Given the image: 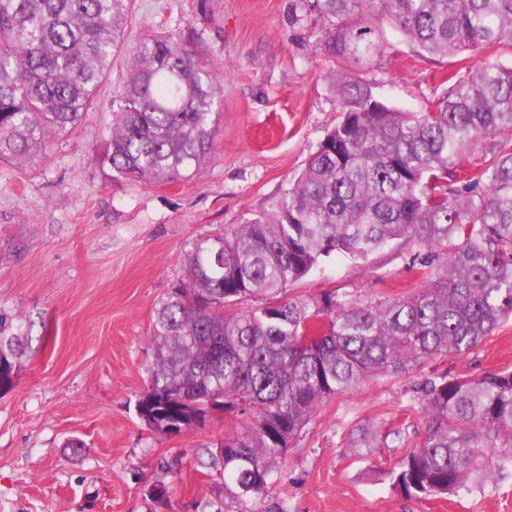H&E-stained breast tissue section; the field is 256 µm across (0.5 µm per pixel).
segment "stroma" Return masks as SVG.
I'll use <instances>...</instances> for the list:
<instances>
[{
    "label": "stroma",
    "instance_id": "1",
    "mask_svg": "<svg viewBox=\"0 0 512 512\" xmlns=\"http://www.w3.org/2000/svg\"><path fill=\"white\" fill-rule=\"evenodd\" d=\"M325 25L296 0H131L124 45L90 112L45 151L0 160V308L33 323L32 349L0 391V512H193L207 492L198 451L222 440L233 417L216 411L169 437L137 414L155 307L183 276L184 245L270 211L340 120ZM185 26L224 87L213 159L184 182L108 179L92 157L112 126L129 47ZM377 32L384 51L348 70L376 79L400 109L427 110L440 77L466 62L420 52L389 21ZM423 281L421 267L397 253L364 264L339 254L286 295L333 290L374 302ZM501 370H512V317L471 353L439 354L409 376L328 399L280 464L263 512H512V475L492 494L450 499L406 496L384 475L424 437L426 381ZM367 421L387 436L369 462L345 446ZM175 459L179 469L166 471ZM160 483L169 490L163 503L149 495Z\"/></svg>",
    "mask_w": 512,
    "mask_h": 512
}]
</instances>
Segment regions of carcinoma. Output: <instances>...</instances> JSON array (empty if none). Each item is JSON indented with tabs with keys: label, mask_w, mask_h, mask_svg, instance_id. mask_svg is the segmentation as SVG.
<instances>
[{
	"label": "carcinoma",
	"mask_w": 512,
	"mask_h": 512,
	"mask_svg": "<svg viewBox=\"0 0 512 512\" xmlns=\"http://www.w3.org/2000/svg\"><path fill=\"white\" fill-rule=\"evenodd\" d=\"M129 0H0V158L23 161L91 107L123 42ZM327 22L337 63L384 50L388 18L425 53L512 49V0H299ZM342 117L289 181L269 215L184 248L181 284L161 298L138 415L189 432L217 407L241 416L224 453L199 450L215 473L195 512L224 500L257 508L296 436L333 396L404 377L436 354L464 355L512 316V139L478 172L458 157L481 136L512 130V63L485 56L422 112L385 101L378 83L330 74ZM224 92L196 33L144 36L129 51L112 131L96 163L109 179L173 182L213 157ZM390 248L427 269L408 295L362 302L334 291L227 312L268 298L343 254L366 262ZM32 325L0 309V390L9 388ZM420 445L386 472L409 496L494 492L512 466V370L443 376L422 388ZM379 427L346 447L369 461Z\"/></svg>",
	"instance_id": "carcinoma-1"
}]
</instances>
